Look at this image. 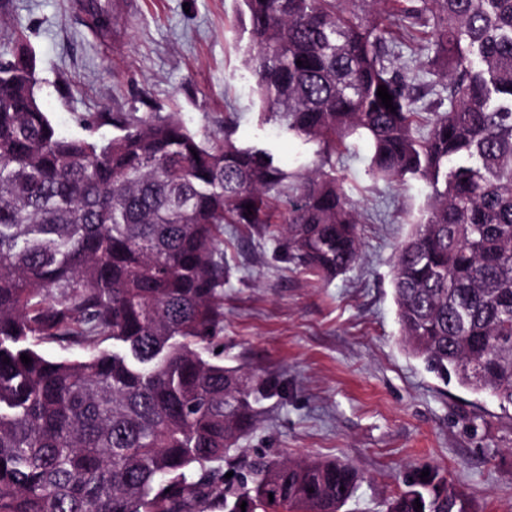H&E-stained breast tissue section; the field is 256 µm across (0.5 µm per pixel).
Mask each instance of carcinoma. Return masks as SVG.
Returning <instances> with one entry per match:
<instances>
[{"label":"carcinoma","instance_id":"obj_1","mask_svg":"<svg viewBox=\"0 0 512 512\" xmlns=\"http://www.w3.org/2000/svg\"><path fill=\"white\" fill-rule=\"evenodd\" d=\"M241 2L257 95L318 146L315 166L203 142L173 113L63 137L26 36L0 35V512H340L359 480L346 461L225 479L263 389L205 353L224 319V225H280L318 277L357 262L360 213L336 177L353 137L374 178L430 191L392 272L404 346L512 405V0ZM86 24L103 36L112 14ZM421 35L442 91L419 106L393 47ZM40 342L85 356L50 359ZM387 512L468 510L428 476Z\"/></svg>","mask_w":512,"mask_h":512}]
</instances>
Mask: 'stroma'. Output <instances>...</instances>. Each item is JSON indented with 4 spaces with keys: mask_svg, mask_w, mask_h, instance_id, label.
I'll list each match as a JSON object with an SVG mask.
<instances>
[{
    "mask_svg": "<svg viewBox=\"0 0 512 512\" xmlns=\"http://www.w3.org/2000/svg\"><path fill=\"white\" fill-rule=\"evenodd\" d=\"M134 2L103 39L73 0H9L10 24L35 53L39 102L61 135L106 139L117 130L104 114L175 111L198 137L269 148L285 170L315 160V144L260 117L237 0ZM368 157L354 139L336 160L364 214L360 258L343 274L315 277L270 233L224 227L216 357L274 386L233 478L261 457L340 459L361 476L341 512H386L425 470L462 491L471 512H512V407L447 381L401 342L394 255L427 189L371 180Z\"/></svg>",
    "mask_w": 512,
    "mask_h": 512,
    "instance_id": "obj_1",
    "label": "stroma"
}]
</instances>
